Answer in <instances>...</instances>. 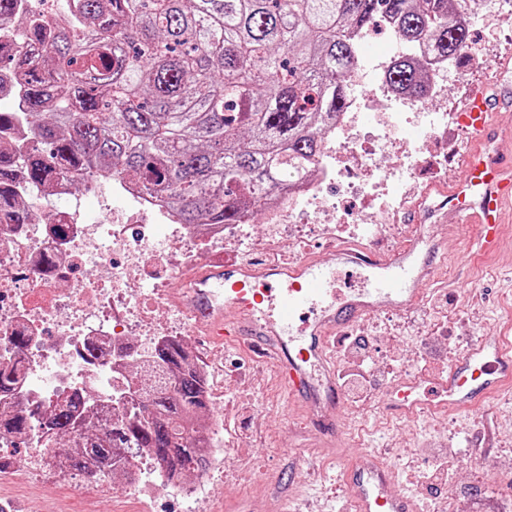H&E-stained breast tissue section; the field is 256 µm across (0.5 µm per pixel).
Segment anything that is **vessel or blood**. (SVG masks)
<instances>
[{"instance_id": "vessel-or-blood-1", "label": "vessel or blood", "mask_w": 512, "mask_h": 512, "mask_svg": "<svg viewBox=\"0 0 512 512\" xmlns=\"http://www.w3.org/2000/svg\"><path fill=\"white\" fill-rule=\"evenodd\" d=\"M499 87L496 79L471 87L460 113L473 142L461 159L462 175L439 188L441 203L406 218L413 224L419 215L439 214L455 224L479 225L481 245L489 251L497 245L507 210H512V162H504L491 148L498 135L490 116L504 100ZM439 249L432 237L420 234L386 254L342 246L327 260H214L192 285L175 289L170 300L186 309L208 335L242 343L260 358L272 360L291 399L320 419L325 443L332 447L342 434L334 421L323 417L340 396L329 337L384 312L415 310L419 285L431 276ZM340 263L362 268L358 287L345 292L336 288ZM422 386L414 376L389 390L387 398L400 417L467 410L512 386V349L501 337L482 333L436 381V402L422 399ZM342 481L355 512H408L407 498L394 490L393 465L377 451L354 449Z\"/></svg>"}]
</instances>
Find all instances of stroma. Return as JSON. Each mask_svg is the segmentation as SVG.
Masks as SVG:
<instances>
[{"label": "stroma", "instance_id": "35a3bbf8", "mask_svg": "<svg viewBox=\"0 0 512 512\" xmlns=\"http://www.w3.org/2000/svg\"><path fill=\"white\" fill-rule=\"evenodd\" d=\"M470 45L452 64V78L438 92L419 101L420 111L440 108L457 114L472 85L481 83L502 67L512 68V20L494 14L473 17ZM470 138L459 124H451L447 139L425 145L414 181L448 184L459 175L456 162L469 147ZM424 226L440 242L445 262L422 284L419 308L408 315L390 313L355 327L369 336L385 362H404L406 373L428 381L445 376L460 347L448 344L451 336H477L480 331L512 337V223L504 225L496 254L486 255L477 244L475 224L425 220ZM355 249L367 246L364 238L332 236L326 224H309L303 239L281 247L278 260L328 256L330 246ZM207 355L218 360L224 384L213 400L224 416V480L215 485L209 512L249 502L253 512H281L292 501L298 512H338L348 498L338 475L335 455L316 436L317 428L304 405L292 418H284L283 393L273 364L258 363L249 351L216 341H206ZM383 373L371 379V396L355 400L343 391L342 403L330 413L349 444L382 450L393 463L396 488L405 491L414 472L426 471L436 459L453 467V491L432 487L429 495L411 500L410 512H466L464 501L493 496L512 499V400L489 398L464 412H435L418 419L396 418L386 410ZM495 424V445L455 453L457 435L474 436L484 424ZM109 502L92 503L89 512H180L181 505L165 491L146 495L140 503L127 501L124 483H96ZM13 512H26L31 498L45 499L58 512H71L70 481L49 474L36 487L15 486L8 492Z\"/></svg>", "mask_w": 512, "mask_h": 512}]
</instances>
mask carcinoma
<instances>
[{
    "label": "carcinoma",
    "instance_id": "carcinoma-1",
    "mask_svg": "<svg viewBox=\"0 0 512 512\" xmlns=\"http://www.w3.org/2000/svg\"><path fill=\"white\" fill-rule=\"evenodd\" d=\"M458 0H67L48 22L0 0V23L21 20L11 61L26 111L0 112V136L22 121L33 141L11 156L29 187L63 174L122 178L180 209L182 223L238 224L290 190L320 155L321 132L346 105L359 34L380 15L406 42L445 60L467 47ZM393 86L420 98L425 67L396 59ZM133 361L140 405L101 427L84 399L1 410L20 443L74 438L70 470L112 478L115 451L146 452L170 476L205 467L204 375L176 338ZM22 381L0 371V392Z\"/></svg>",
    "mask_w": 512,
    "mask_h": 512
}]
</instances>
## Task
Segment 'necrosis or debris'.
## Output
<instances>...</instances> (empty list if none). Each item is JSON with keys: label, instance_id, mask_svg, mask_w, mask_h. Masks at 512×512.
<instances>
[{"label": "necrosis or debris", "instance_id": "1", "mask_svg": "<svg viewBox=\"0 0 512 512\" xmlns=\"http://www.w3.org/2000/svg\"><path fill=\"white\" fill-rule=\"evenodd\" d=\"M378 71L370 63L356 66L346 106L325 135L312 176L271 202L269 223L313 224L322 217L337 232L357 234L359 224L326 188L360 165L366 179L344 191L372 202L377 221L370 232L384 234L386 219L408 198L422 148L413 143L395 171L382 172L379 158L401 129V112H413L415 100L400 92L399 111L377 112L364 89ZM50 196L52 205L32 204L23 223L0 221V369L24 371L18 389L0 404H47L79 391L109 415L105 394L127 377L120 347L150 346L162 334L197 337L194 317L171 305L167 283L194 276L207 255L223 253L225 241L236 242L250 259L255 244L248 225L182 224L159 199L122 180L107 194L96 179L77 185L59 177ZM91 197L99 203L93 216L82 205ZM18 332L27 336L25 346L14 344ZM91 346L96 356L88 355ZM209 426L206 468L174 488L182 512H200L224 472V424L215 416Z\"/></svg>", "mask_w": 512, "mask_h": 512}]
</instances>
